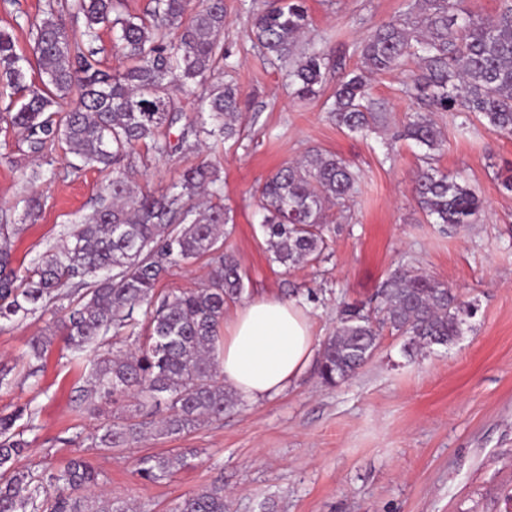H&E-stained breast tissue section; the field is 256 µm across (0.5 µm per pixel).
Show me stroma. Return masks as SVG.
Returning <instances> with one entry per match:
<instances>
[{
  "label": "stroma",
  "mask_w": 512,
  "mask_h": 512,
  "mask_svg": "<svg viewBox=\"0 0 512 512\" xmlns=\"http://www.w3.org/2000/svg\"><path fill=\"white\" fill-rule=\"evenodd\" d=\"M54 2L61 22L76 29L71 0H0V31L15 39L27 81L39 78L27 22ZM263 0H226L224 46L231 54L225 79L242 92V143L227 142L214 160L231 208L228 245L245 274L244 300L287 298L291 289L317 292L311 303L313 331L326 340L336 326L339 300L371 298L398 265L410 264L448 284L474 303L463 336L450 347L406 357L402 337L384 334L375 355L353 377L335 386L322 382L318 364L279 396L257 403L238 400L223 418L183 436L151 434L131 448L101 450L90 437L103 416H125L132 399L104 405L103 416L78 412L75 397L88 377L84 364L63 358L54 341L39 387L16 366L31 337L52 327L64 310L53 306L27 320L0 326V368L10 369L11 387L0 389V411L34 403L37 431L16 465L34 473L54 472L71 458L86 457L103 474L105 497L142 512H171L185 495L217 483L227 512H512V194L500 182L512 174V136L479 128L457 131L448 114L435 119L448 138L438 166L474 188L485 200L478 224L443 234L426 223L411 193L419 167L409 141L363 138L336 127L325 101L328 80L314 99L292 98L285 70L269 64L248 37L250 9ZM407 0H306L313 43L344 56L355 69L357 47L375 24L402 14ZM403 74L372 76L373 99L398 128L413 103L402 93ZM321 149L348 161L361 174L360 191L332 218L333 250L321 263L285 268L273 263L260 228L254 192L281 164ZM391 162H384V152ZM196 154H172L135 162L132 179L165 188ZM75 157L54 155V176L35 185L23 176L42 170L21 134L0 119V216L20 225L13 239L14 265L25 268L60 244L65 229L90 214L102 186L92 169L73 171ZM38 191L42 211L30 216L26 198ZM180 452L187 464L158 483H142L137 458Z\"/></svg>",
  "instance_id": "obj_1"
}]
</instances>
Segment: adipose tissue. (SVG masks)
Wrapping results in <instances>:
<instances>
[{
	"label": "adipose tissue",
	"instance_id": "obj_1",
	"mask_svg": "<svg viewBox=\"0 0 512 512\" xmlns=\"http://www.w3.org/2000/svg\"><path fill=\"white\" fill-rule=\"evenodd\" d=\"M315 347L304 303L260 296L225 321L218 358L225 384L241 398L258 402L288 389L311 365Z\"/></svg>",
	"mask_w": 512,
	"mask_h": 512
}]
</instances>
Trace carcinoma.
<instances>
[{"label": "carcinoma", "mask_w": 512, "mask_h": 512, "mask_svg": "<svg viewBox=\"0 0 512 512\" xmlns=\"http://www.w3.org/2000/svg\"><path fill=\"white\" fill-rule=\"evenodd\" d=\"M463 0H414L407 11L378 25L359 46L360 65L336 84L328 112L341 130L368 135L385 127L370 97L368 76L402 70L406 97L422 105L396 137L420 150L412 193L432 224L448 233L479 221L483 201L468 185L437 165L447 135L436 123L447 112L456 129L480 124L512 135V0L482 17L461 7ZM150 0L141 15L122 10L121 0H73L83 30L69 32L53 3L29 23L40 84L29 83L12 36L0 32V77L11 89L0 109L21 130L29 152L52 164L61 147L79 159L77 168L106 175L96 208L67 233L63 245L11 267L16 224H0V324L14 323L61 300L67 313L57 326L64 348L76 358L88 353V387L76 408L98 416L118 396L137 400L135 411L165 407L158 422L106 420L92 437L105 450L138 443L150 430L190 433L224 416L237 403L224 385L216 356L228 303L244 292L235 255L224 249L233 222L224 205L223 181L213 163L201 161L178 174L161 192L135 186L127 168L134 152L163 157L174 150L198 153L243 135L238 87L224 81V0ZM311 20L305 0H266L252 13L251 34L263 56L288 66L294 97L310 100L327 75L344 68V58L323 47H302ZM114 35L113 48L127 61L103 67L94 43L100 31ZM197 98L199 121L182 120V96ZM360 173L338 155L311 150L282 165L257 188L262 232L271 260L288 268L325 257L330 248L327 211L346 207L357 192ZM208 260L206 284L193 290L157 291L177 265ZM143 311L141 324L135 317ZM471 314L447 284L411 267H396L368 303H339L336 329L323 344L319 374L327 385L352 377L377 351L382 332L405 337L412 357L434 345L450 346L463 334ZM136 336L133 351L112 346ZM53 336L30 342L27 377L39 383L38 362ZM27 403L0 412V512H130L119 499L92 490L102 473L83 457L70 459L48 478L20 470L15 461L28 447L24 432L37 429ZM25 420L19 426L17 422ZM185 466V456L157 453L136 461L135 473L158 483ZM173 512H226L224 488L203 487L186 495Z\"/></svg>", "instance_id": "carcinoma-1"}]
</instances>
